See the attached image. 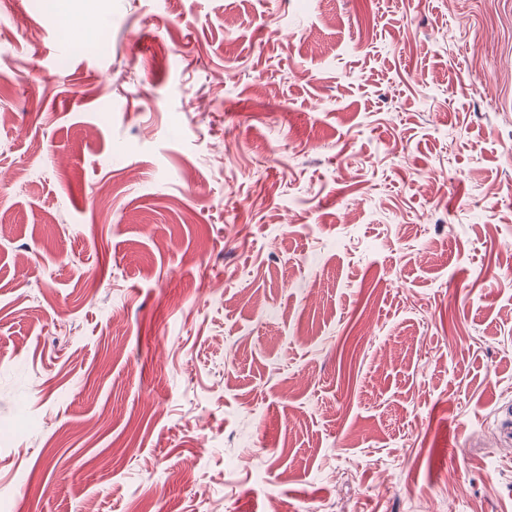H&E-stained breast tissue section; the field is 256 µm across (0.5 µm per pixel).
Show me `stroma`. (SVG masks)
Here are the masks:
<instances>
[{"label": "stroma", "instance_id": "stroma-1", "mask_svg": "<svg viewBox=\"0 0 512 512\" xmlns=\"http://www.w3.org/2000/svg\"><path fill=\"white\" fill-rule=\"evenodd\" d=\"M71 8L0 0V512H512V0Z\"/></svg>", "mask_w": 512, "mask_h": 512}]
</instances>
